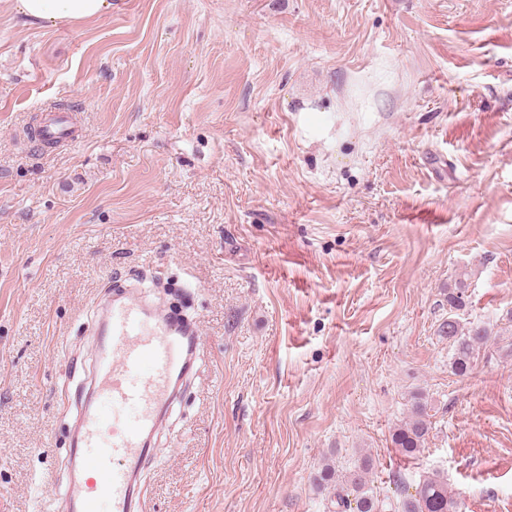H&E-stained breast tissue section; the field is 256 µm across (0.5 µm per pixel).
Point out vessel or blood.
<instances>
[{"mask_svg": "<svg viewBox=\"0 0 512 512\" xmlns=\"http://www.w3.org/2000/svg\"><path fill=\"white\" fill-rule=\"evenodd\" d=\"M69 116L49 114L43 140L73 138ZM91 394L82 406L74 448L83 476L56 495V512H141L140 477L158 430L194 368L202 339L195 323L164 313L148 298L126 294L99 321Z\"/></svg>", "mask_w": 512, "mask_h": 512, "instance_id": "b4317fda", "label": "vessel or blood"}]
</instances>
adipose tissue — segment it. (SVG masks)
Segmentation results:
<instances>
[{
    "mask_svg": "<svg viewBox=\"0 0 512 512\" xmlns=\"http://www.w3.org/2000/svg\"><path fill=\"white\" fill-rule=\"evenodd\" d=\"M13 10L30 23L57 27L110 14L112 0H13Z\"/></svg>",
    "mask_w": 512,
    "mask_h": 512,
    "instance_id": "adipose-tissue-1",
    "label": "adipose tissue"
}]
</instances>
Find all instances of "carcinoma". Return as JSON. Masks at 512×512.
Masks as SVG:
<instances>
[{
	"mask_svg": "<svg viewBox=\"0 0 512 512\" xmlns=\"http://www.w3.org/2000/svg\"><path fill=\"white\" fill-rule=\"evenodd\" d=\"M464 287V282L460 281L448 290V304L453 313L438 327V335L448 339L452 350L451 368L457 375L472 368L475 353L493 336L489 327L463 321L457 314L463 307ZM431 430L425 395L417 392L411 397L409 414L393 430L392 443L402 456L414 459L423 451ZM374 468L373 458L362 454L351 470L343 473L326 465L314 476L313 482L318 486L334 483L331 498L334 512H460V502L448 489V481L434 474L414 484L399 476L393 481V496L380 497L371 486L370 475Z\"/></svg>",
	"mask_w": 512,
	"mask_h": 512,
	"instance_id": "carcinoma-1",
	"label": "carcinoma"
}]
</instances>
